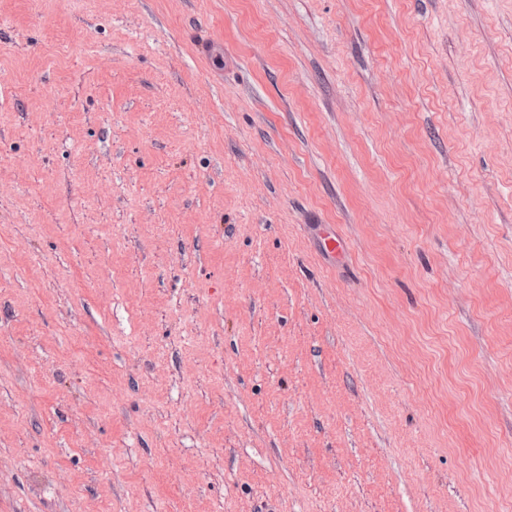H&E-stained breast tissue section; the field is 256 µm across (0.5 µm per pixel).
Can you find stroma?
I'll use <instances>...</instances> for the list:
<instances>
[{
    "label": "stroma",
    "mask_w": 512,
    "mask_h": 512,
    "mask_svg": "<svg viewBox=\"0 0 512 512\" xmlns=\"http://www.w3.org/2000/svg\"><path fill=\"white\" fill-rule=\"evenodd\" d=\"M0 181V512H512V0H0Z\"/></svg>",
    "instance_id": "obj_1"
}]
</instances>
